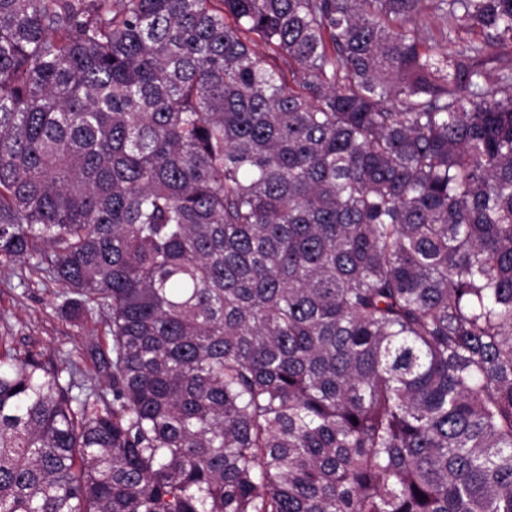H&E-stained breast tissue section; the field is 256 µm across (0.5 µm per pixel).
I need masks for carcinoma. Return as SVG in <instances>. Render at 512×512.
Segmentation results:
<instances>
[{
  "label": "carcinoma",
  "mask_w": 512,
  "mask_h": 512,
  "mask_svg": "<svg viewBox=\"0 0 512 512\" xmlns=\"http://www.w3.org/2000/svg\"><path fill=\"white\" fill-rule=\"evenodd\" d=\"M2 262L0 512H512V0H0ZM58 291L57 284L42 280L27 265H0V336H7L17 353L71 351L91 368V356L108 339V328L100 317L78 322L62 312Z\"/></svg>",
  "instance_id": "cac0c4a2"
}]
</instances>
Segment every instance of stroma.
Returning a JSON list of instances; mask_svg holds the SVG:
<instances>
[{
    "instance_id": "1",
    "label": "stroma",
    "mask_w": 512,
    "mask_h": 512,
    "mask_svg": "<svg viewBox=\"0 0 512 512\" xmlns=\"http://www.w3.org/2000/svg\"><path fill=\"white\" fill-rule=\"evenodd\" d=\"M57 284L42 280L25 265H0V336L15 352L52 355L70 351L90 361L107 339L102 318L79 322L58 307Z\"/></svg>"
}]
</instances>
